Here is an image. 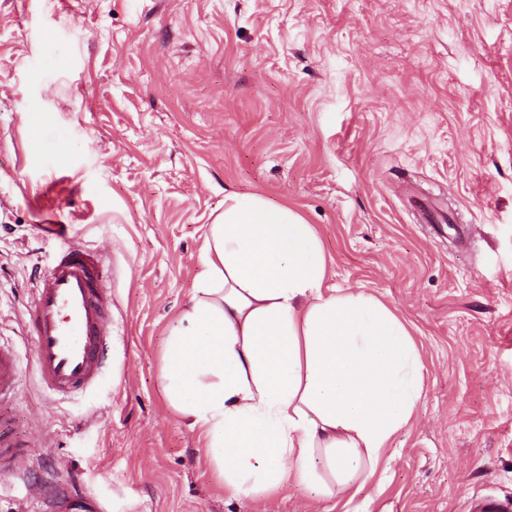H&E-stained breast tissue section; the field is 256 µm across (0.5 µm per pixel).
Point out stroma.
I'll return each instance as SVG.
<instances>
[{"label": "stroma", "mask_w": 512, "mask_h": 512, "mask_svg": "<svg viewBox=\"0 0 512 512\" xmlns=\"http://www.w3.org/2000/svg\"><path fill=\"white\" fill-rule=\"evenodd\" d=\"M228 192L313 224L330 284L404 320L423 394L353 499L225 492L159 385ZM102 251L97 385L46 392L24 329L63 251ZM0 343L20 364L0 468L106 512H467L512 497V0H0ZM512 499L499 498L492 495L472 498L469 503V512H511Z\"/></svg>", "instance_id": "35a3bbf8"}]
</instances>
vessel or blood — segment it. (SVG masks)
Masks as SVG:
<instances>
[{
    "instance_id": "obj_1",
    "label": "vessel or blood",
    "mask_w": 512,
    "mask_h": 512,
    "mask_svg": "<svg viewBox=\"0 0 512 512\" xmlns=\"http://www.w3.org/2000/svg\"><path fill=\"white\" fill-rule=\"evenodd\" d=\"M102 255L79 244L67 247L42 276L27 310L41 384L62 396L79 394L98 380L106 340L112 334V290ZM18 356L0 344V403L11 393ZM38 512H103L93 498L60 491L31 490ZM469 512H512V499L492 495L471 499Z\"/></svg>"
}]
</instances>
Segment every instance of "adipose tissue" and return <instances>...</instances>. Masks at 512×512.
Listing matches in <instances>:
<instances>
[{"mask_svg": "<svg viewBox=\"0 0 512 512\" xmlns=\"http://www.w3.org/2000/svg\"><path fill=\"white\" fill-rule=\"evenodd\" d=\"M202 261L160 380L225 491L262 497L291 477L331 498L373 477L422 397L404 322L370 294L327 287L316 228L256 194H225Z\"/></svg>", "mask_w": 512, "mask_h": 512, "instance_id": "obj_1", "label": "adipose tissue"}]
</instances>
